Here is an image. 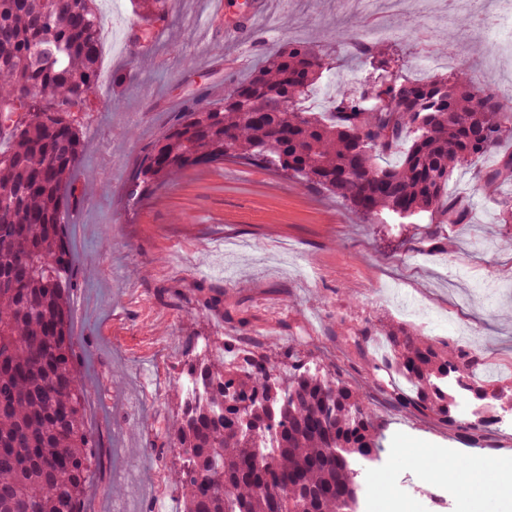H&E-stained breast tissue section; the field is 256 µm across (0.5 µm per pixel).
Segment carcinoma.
Segmentation results:
<instances>
[{"label":"carcinoma","instance_id":"carcinoma-1","mask_svg":"<svg viewBox=\"0 0 512 512\" xmlns=\"http://www.w3.org/2000/svg\"><path fill=\"white\" fill-rule=\"evenodd\" d=\"M149 41L169 0H134ZM413 20L393 26L399 40L376 41L362 57L364 82L336 94L322 112L307 106L339 56L312 40L269 52L224 96L187 98L182 112L144 145L126 183L128 209L189 168L227 157L322 188L373 221L428 216L467 224V196L448 184L475 169L472 193L498 201L512 223V153L488 169L486 155L512 141V95L463 71L425 80L406 75ZM99 70L93 0H0V512H82L98 443L86 427L87 395L71 346L73 255L61 191L83 154L82 125ZM400 155L394 164L379 158ZM388 352L372 361L374 381L391 382L392 408L435 420L463 436L498 424V404L475 394L480 354L398 325L352 337L367 355L374 338ZM184 377L176 415L162 438L177 448L179 512H347L359 461L381 448L382 419L366 392L329 372L302 343L268 353L240 340L209 345L182 336ZM512 396L511 386L497 387ZM471 407L463 419L458 408Z\"/></svg>","mask_w":512,"mask_h":512}]
</instances>
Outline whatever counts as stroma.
<instances>
[{"label":"stroma","mask_w":512,"mask_h":512,"mask_svg":"<svg viewBox=\"0 0 512 512\" xmlns=\"http://www.w3.org/2000/svg\"><path fill=\"white\" fill-rule=\"evenodd\" d=\"M171 0L152 42L130 38V0H96L100 94L82 123L80 166L64 197L83 314L72 325L75 368L88 393V426L101 459L86 512H138L174 495L175 458L156 459L177 410L180 336L235 343L254 334L269 348L307 342L349 382L364 385L385 420L386 448H450L494 463L512 456V422L481 445L429 419L392 409L371 387L350 342L365 324L394 323L456 343L483 359L478 375L512 383V235L491 198L471 193L474 173L456 172L452 191L470 196L469 224L361 222L329 194L238 159L192 170L157 187L136 210L125 185L143 144L157 139L193 90L217 99L247 78L286 39L319 37L352 18L340 0H270L264 26L242 22L245 0ZM223 293L220 311L201 294ZM397 492L417 512H458L448 484L433 502L416 470L391 465Z\"/></svg>","instance_id":"stroma-1"}]
</instances>
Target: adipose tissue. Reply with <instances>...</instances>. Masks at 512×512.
Instances as JSON below:
<instances>
[{"label": "adipose tissue", "mask_w": 512, "mask_h": 512, "mask_svg": "<svg viewBox=\"0 0 512 512\" xmlns=\"http://www.w3.org/2000/svg\"><path fill=\"white\" fill-rule=\"evenodd\" d=\"M391 460L409 464L430 482L452 479L459 512H512V457L487 464L460 460L448 448H394Z\"/></svg>", "instance_id": "adipose-tissue-1"}]
</instances>
